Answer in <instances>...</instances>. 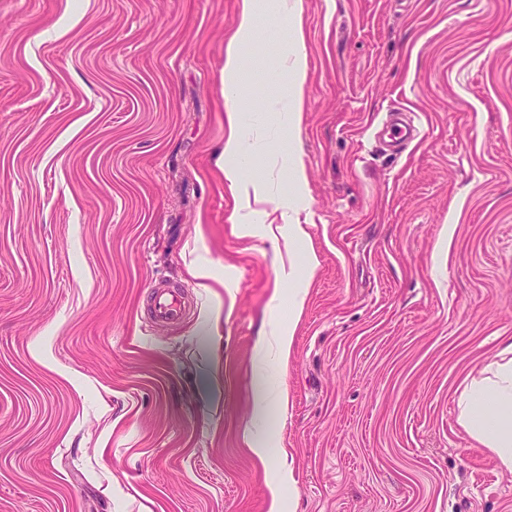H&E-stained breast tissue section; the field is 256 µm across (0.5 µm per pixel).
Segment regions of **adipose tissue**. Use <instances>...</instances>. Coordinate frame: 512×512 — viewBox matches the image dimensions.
I'll use <instances>...</instances> for the list:
<instances>
[{"label": "adipose tissue", "instance_id": "obj_1", "mask_svg": "<svg viewBox=\"0 0 512 512\" xmlns=\"http://www.w3.org/2000/svg\"><path fill=\"white\" fill-rule=\"evenodd\" d=\"M259 0H241L240 18L233 35L224 46V124L227 135L221 155L224 180L237 201L261 200L257 183L244 181L236 159L249 157L251 148L244 131L238 84L245 50L254 40L259 16ZM279 16L292 28V46L280 60V70L290 78L286 100H270L266 109L282 115L289 133H296L305 107L306 56L301 11L297 0H274ZM293 344L292 328H283L272 338L260 339L255 347L257 394L253 403L254 420H262L270 407L288 410V391L267 382L270 363H287ZM457 423L476 447L485 449L500 470L512 474V340L499 351L496 360L478 375L467 376L456 399Z\"/></svg>", "mask_w": 512, "mask_h": 512}]
</instances>
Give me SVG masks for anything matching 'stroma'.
Listing matches in <instances>:
<instances>
[{"mask_svg": "<svg viewBox=\"0 0 512 512\" xmlns=\"http://www.w3.org/2000/svg\"><path fill=\"white\" fill-rule=\"evenodd\" d=\"M241 0H0V512H269L256 427L294 482L282 512H512L456 423L512 338V0H302L298 198L319 265L254 425L277 272L216 164ZM289 24L262 11L247 127L286 90ZM410 110L419 135L377 137ZM454 235H447L449 223ZM207 288H199V281ZM182 288L176 326L146 313ZM187 308L186 297L180 289L165 283H158L152 288L149 311L154 322L164 325L178 324L183 321ZM293 327L282 328L271 339L262 338L255 347V376L257 394L253 403V420L260 421L270 406H275L281 413L288 410V391L286 388L270 386L267 382V368L271 362L285 364L293 344Z\"/></svg>", "mask_w": 512, "mask_h": 512, "instance_id": "obj_1", "label": "stroma"}]
</instances>
